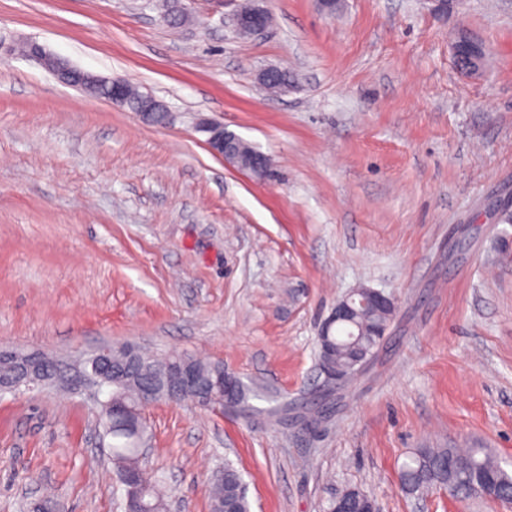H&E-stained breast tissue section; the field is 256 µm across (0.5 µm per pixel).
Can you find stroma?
<instances>
[{
    "instance_id": "stroma-1",
    "label": "stroma",
    "mask_w": 512,
    "mask_h": 512,
    "mask_svg": "<svg viewBox=\"0 0 512 512\" xmlns=\"http://www.w3.org/2000/svg\"><path fill=\"white\" fill-rule=\"evenodd\" d=\"M0 0V344L53 355L134 343L223 364L255 406L324 389L317 337L337 301L390 295L389 334L315 430L160 401L142 465L178 512H211L232 463L251 512H323L332 492L381 512H506L400 487L420 448L512 464V0ZM481 43L462 68L459 36ZM34 39L169 110L150 124L10 52ZM270 67L294 78L270 95ZM220 123L270 159L264 178L209 149ZM101 408L57 389L0 395V512H121ZM267 16L268 13L261 8L251 6L246 10L242 8L234 15L235 30L242 36L261 32L267 27ZM454 53L460 66L472 72H478L484 62L482 46L465 37L459 38L454 44Z\"/></svg>"
}]
</instances>
